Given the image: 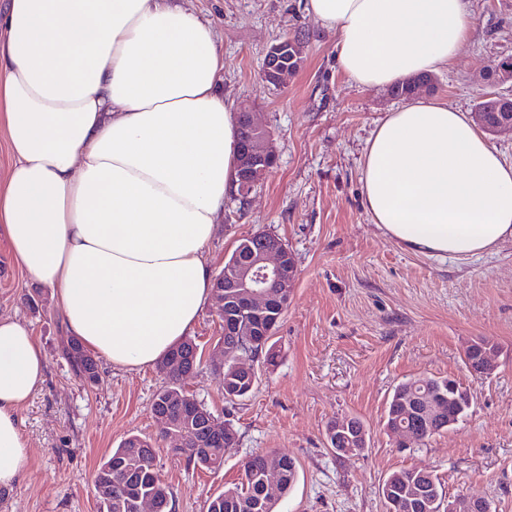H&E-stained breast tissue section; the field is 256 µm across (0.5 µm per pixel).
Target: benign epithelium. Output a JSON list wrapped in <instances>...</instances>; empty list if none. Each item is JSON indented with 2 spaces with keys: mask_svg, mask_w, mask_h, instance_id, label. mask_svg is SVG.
I'll use <instances>...</instances> for the list:
<instances>
[{
  "mask_svg": "<svg viewBox=\"0 0 512 512\" xmlns=\"http://www.w3.org/2000/svg\"><path fill=\"white\" fill-rule=\"evenodd\" d=\"M304 46L294 38L276 40L266 50L261 77L268 83L280 86L294 75L303 64ZM486 79L490 86L512 84V59L502 57L490 64ZM475 122L495 134L512 135V93L496 91L487 93L474 111ZM239 127L244 136L239 147L237 184L239 196L243 199L259 183L264 175L273 169L276 154L269 146L268 131L252 113L238 115ZM258 248L251 251L244 265L231 263L232 281L222 284L224 293H216L217 312L230 310L235 315L224 323L226 336H253L254 320L271 308L274 300L290 292L293 287L296 267L292 253L274 237L257 235ZM469 350L478 351L481 358V376H489L497 369L492 350L486 344L477 342L467 345ZM420 406L418 416L425 425H434L438 416L434 401L414 398ZM154 415L172 435L173 447L183 448L190 439H195L196 428L181 421L180 408L157 409ZM134 512H161L159 500L150 495L139 496L133 501ZM443 512H493L492 504L481 498L458 495L448 499Z\"/></svg>",
  "mask_w": 512,
  "mask_h": 512,
  "instance_id": "obj_1",
  "label": "benign epithelium"
}]
</instances>
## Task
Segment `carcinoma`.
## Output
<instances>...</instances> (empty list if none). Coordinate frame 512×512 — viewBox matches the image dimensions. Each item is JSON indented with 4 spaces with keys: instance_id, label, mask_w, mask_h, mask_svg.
<instances>
[{
    "instance_id": "cac0c4a2",
    "label": "carcinoma",
    "mask_w": 512,
    "mask_h": 512,
    "mask_svg": "<svg viewBox=\"0 0 512 512\" xmlns=\"http://www.w3.org/2000/svg\"><path fill=\"white\" fill-rule=\"evenodd\" d=\"M224 346L235 351L237 355H246L251 349L249 337L226 336ZM62 356L67 360L72 373L79 380L96 385L100 381L97 360L89 355L78 360L72 359L67 344L61 345ZM183 374L170 368L167 381L154 396L152 408L161 409L170 400L183 405L193 406L196 399L188 395L182 387ZM257 377L245 376L233 370L232 361L224 362V394L233 390L239 391L236 398L249 396L247 390L255 389ZM426 393L435 398L448 394V379L418 377L398 384L388 401L385 413V427L395 433L398 427L406 424L415 425V420L402 409V401ZM360 432L356 419L350 420L348 429L331 436V444L335 448H347L350 437ZM227 438L221 437L207 444L204 448H196L189 441L180 449L188 463L196 468L216 469L224 463V449ZM270 453H256L243 463L242 482L224 490L212 498L207 505V512H277L280 502L288 496L298 479V465L288 456H283L282 473L276 492L272 495L265 492L266 460ZM94 487L99 503V512H133L131 508L117 505V497L126 500L140 494H151L166 503L164 512H172L173 494L170 488L160 479L156 471V452L151 439L139 435H130L117 448L104 457L94 473ZM388 482L396 489H406L421 483L433 482L431 475L417 469H400L389 474Z\"/></svg>"
}]
</instances>
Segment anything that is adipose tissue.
Masks as SVG:
<instances>
[{
  "label": "adipose tissue",
  "instance_id": "adipose-tissue-1",
  "mask_svg": "<svg viewBox=\"0 0 512 512\" xmlns=\"http://www.w3.org/2000/svg\"><path fill=\"white\" fill-rule=\"evenodd\" d=\"M336 64L368 89L438 69L467 41V0H304ZM212 26L182 0H5L0 226L68 335L112 366H153L212 289L207 248L237 187V106ZM362 190L402 248L466 258L512 240V165L466 112L418 100L367 141ZM32 329L0 315V486L29 462L19 413L45 379Z\"/></svg>",
  "mask_w": 512,
  "mask_h": 512
}]
</instances>
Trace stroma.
<instances>
[{
  "mask_svg": "<svg viewBox=\"0 0 512 512\" xmlns=\"http://www.w3.org/2000/svg\"><path fill=\"white\" fill-rule=\"evenodd\" d=\"M216 32L224 54L221 87L271 134L276 166L247 199L224 200L209 244L219 274L240 239L266 231L293 253L294 288L273 341L274 362L254 360L258 384L245 399L224 397L212 367L223 327L214 304L191 333L204 355L182 384L238 432L214 471L196 469L168 450L152 401L165 382L158 367L126 370L100 362L102 382L75 378L59 352L65 336L48 288L25 275L0 237V313L28 323L43 349L45 381L22 409L29 464L6 490L0 512H98L93 476L128 434L150 438L160 479L175 512H205L208 500L239 484L252 454L294 458L298 480L278 512H386L381 485L393 471L418 468L449 496L489 500L512 512V241L467 258L412 253L390 240L362 197L367 140L397 100L364 89L336 66L335 32L308 16L301 0H186ZM472 30L456 58L439 68L422 98L473 112L490 87L489 65L512 55V0H469ZM302 34L305 62L288 85L261 77L268 46ZM41 299L31 308L29 297ZM488 341L498 367L473 378L468 342ZM416 376L456 379L471 399L454 427L426 442L384 426L396 385ZM337 418L369 431L362 454L338 457L325 440Z\"/></svg>",
  "mask_w": 512,
  "mask_h": 512,
  "instance_id": "35a3bbf8",
  "label": "stroma"
}]
</instances>
